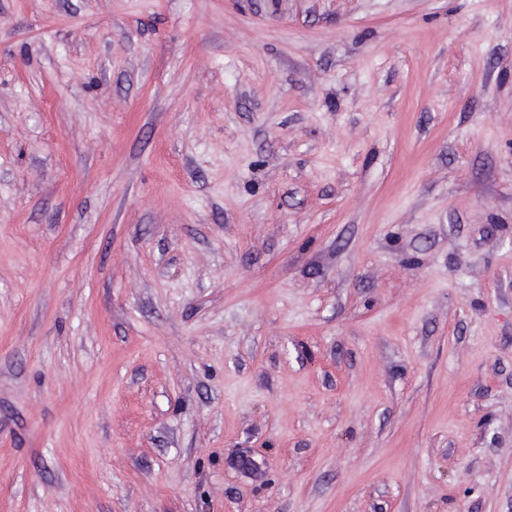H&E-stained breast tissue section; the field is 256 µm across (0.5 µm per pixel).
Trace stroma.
Segmentation results:
<instances>
[{
    "mask_svg": "<svg viewBox=\"0 0 512 512\" xmlns=\"http://www.w3.org/2000/svg\"><path fill=\"white\" fill-rule=\"evenodd\" d=\"M0 512H512V0H0Z\"/></svg>",
    "mask_w": 512,
    "mask_h": 512,
    "instance_id": "35a3bbf8",
    "label": "stroma"
}]
</instances>
